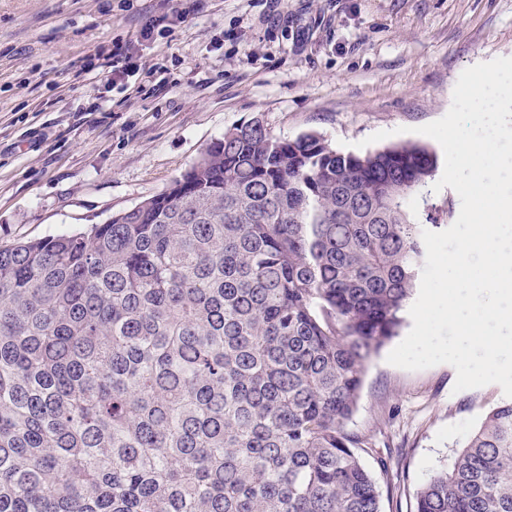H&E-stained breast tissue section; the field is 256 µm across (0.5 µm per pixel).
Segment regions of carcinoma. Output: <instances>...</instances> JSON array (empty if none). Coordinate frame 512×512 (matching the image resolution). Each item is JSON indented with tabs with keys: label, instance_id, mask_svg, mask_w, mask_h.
Wrapping results in <instances>:
<instances>
[{
	"label": "carcinoma",
	"instance_id": "cac0c4a2",
	"mask_svg": "<svg viewBox=\"0 0 512 512\" xmlns=\"http://www.w3.org/2000/svg\"><path fill=\"white\" fill-rule=\"evenodd\" d=\"M437 170L254 118L107 223L0 247V512H382L345 422ZM415 512H512V402Z\"/></svg>",
	"mask_w": 512,
	"mask_h": 512
}]
</instances>
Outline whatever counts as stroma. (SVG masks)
I'll return each mask as SVG.
<instances>
[{"label":"stroma","instance_id":"1","mask_svg":"<svg viewBox=\"0 0 512 512\" xmlns=\"http://www.w3.org/2000/svg\"><path fill=\"white\" fill-rule=\"evenodd\" d=\"M0 0V246L106 223L163 192L224 131L261 118L334 149L420 141L459 75L512 57V0ZM170 16L145 40L149 18ZM140 69L113 82L114 46ZM376 355L347 424L367 445L382 512H415L500 386L454 392L456 370Z\"/></svg>","mask_w":512,"mask_h":512}]
</instances>
